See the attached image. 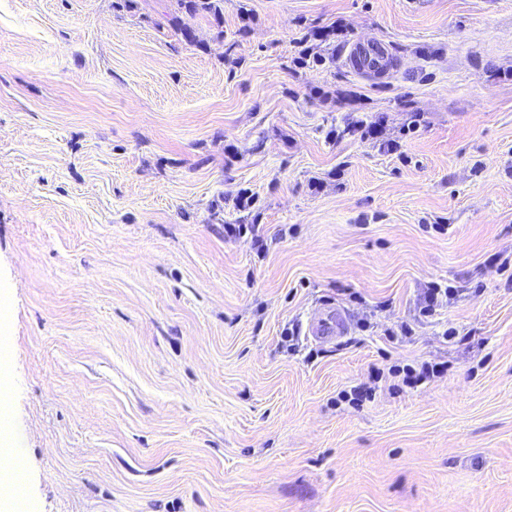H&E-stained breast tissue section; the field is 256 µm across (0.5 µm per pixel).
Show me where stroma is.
<instances>
[{
  "instance_id": "1",
  "label": "stroma",
  "mask_w": 512,
  "mask_h": 512,
  "mask_svg": "<svg viewBox=\"0 0 512 512\" xmlns=\"http://www.w3.org/2000/svg\"><path fill=\"white\" fill-rule=\"evenodd\" d=\"M507 70L512 0H0L21 512H512ZM365 115L395 153L345 134ZM252 222L265 253L224 232ZM325 307L349 329L322 344ZM423 362L447 370L388 375ZM349 55L354 58L358 69L369 74L385 70L386 59L374 45L355 44ZM454 293V288H441L439 284L431 283L427 288H425L423 296L420 299L419 316H433L437 309L448 304V300L454 295ZM347 331L345 315L335 308H326L317 313L307 326V336L315 341L330 342ZM445 367V364L431 365L428 362H424L419 366V370L412 365H405L402 368L394 366V368H390L389 371L396 377L404 374L402 378L404 384L416 385L434 377H439L444 373Z\"/></svg>"
}]
</instances>
